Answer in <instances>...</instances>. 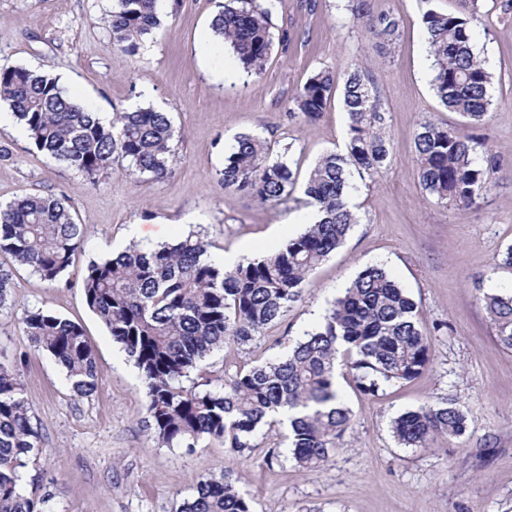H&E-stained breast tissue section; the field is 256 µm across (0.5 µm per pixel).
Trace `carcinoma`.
<instances>
[{
	"label": "carcinoma",
	"mask_w": 512,
	"mask_h": 512,
	"mask_svg": "<svg viewBox=\"0 0 512 512\" xmlns=\"http://www.w3.org/2000/svg\"><path fill=\"white\" fill-rule=\"evenodd\" d=\"M278 0H225L211 21L244 69L260 75L272 49V14ZM370 0H347L354 23L380 41L397 33L400 18L372 13ZM424 5L421 23L434 58L431 86L465 126L484 124L492 75L474 52L479 0H459L455 11ZM160 25L158 0H116L108 19L112 39L135 54ZM342 88L347 130L344 147L324 154L309 171L304 204L321 219L276 251L232 268L208 255L199 236L176 244L131 245L112 258L90 262L81 273L85 302L139 370L153 436L167 448H198L224 442L231 454L258 447L264 426L288 424L292 459L316 469L338 450L351 416L341 397L336 362L341 361L369 395L380 384L410 381L433 360L417 304L381 264L364 267L347 284L323 321L279 358L245 362L224 376L183 385V378L228 343L246 346L264 335L302 298V284L343 244L358 216L350 204L353 174L380 175L391 161L386 111L370 71L355 63L344 74L323 69L291 99L289 116L319 119L326 101ZM0 101L33 146L96 184L116 163L130 176L164 180L176 157L168 113L154 108L116 112L101 121L72 99L59 77L23 66L0 68ZM475 137L426 118L414 137L420 186L429 200L472 206L489 190L486 175L500 155L482 154ZM290 148L272 156L266 140L241 133L224 152V188L262 202L288 198L296 173ZM84 228L65 199L24 192L0 205V252L51 286L83 248ZM15 271L0 264V311L15 288ZM481 302L499 342L512 349V294L487 292ZM31 347L50 355L65 371L72 391H95L100 367L82 327L47 309L22 318ZM467 429L462 410L450 402L426 403L398 416L394 438L411 448ZM42 453L26 387L16 364L0 360V512H47L40 487L22 483L20 469ZM178 512H255L226 470L199 479Z\"/></svg>",
	"instance_id": "1"
}]
</instances>
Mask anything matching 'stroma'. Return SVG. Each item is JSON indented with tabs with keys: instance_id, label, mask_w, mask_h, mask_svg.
Segmentation results:
<instances>
[{
	"instance_id": "stroma-1",
	"label": "stroma",
	"mask_w": 512,
	"mask_h": 512,
	"mask_svg": "<svg viewBox=\"0 0 512 512\" xmlns=\"http://www.w3.org/2000/svg\"><path fill=\"white\" fill-rule=\"evenodd\" d=\"M503 3L481 0L474 43L493 76V110L481 134L502 156V168L490 175L477 206L463 209L427 201L419 183V123L461 125L431 89L419 0H372L374 12L401 19L397 37L383 44L352 23L341 0H282L273 22L288 39L274 44L259 76L213 34L217 0H167L160 27L133 55L104 23L114 0H0V68L51 71L74 100L107 115L164 109L178 154L162 181L129 177L117 165L92 185L37 151L15 124L0 125V202L25 191L53 194L84 226L69 286H50L18 269L11 307L0 313V349L26 359L22 378L43 436L44 454L24 478L49 496L50 512H176L200 478L227 467L257 512H512V349L498 342L480 302L487 292L512 293V267L497 261L512 246V12ZM357 62L372 74L393 143L381 176L355 182L359 224L306 279L301 301L278 324L251 345L214 352L189 378L282 355L374 263L417 303L432 339V365L411 381L382 384L372 396L360 393L352 376L339 379L352 425L316 470L296 464L279 427L263 429L260 446L240 457L219 441L193 450L162 446L147 426L139 372L88 308L79 270L133 241L155 246L193 233L220 261L229 253L256 257L302 233L311 214L302 190L272 205L224 188V150L236 134L254 132L273 152L289 151L306 176L320 156L343 147L347 118L337 93L313 123L289 118L290 100L314 72L340 73ZM39 308L83 328L101 366L91 395H75L63 368L29 347L22 318ZM443 398L466 416L462 437L424 448L396 443V417ZM272 448L280 460L270 464L265 455Z\"/></svg>"
}]
</instances>
